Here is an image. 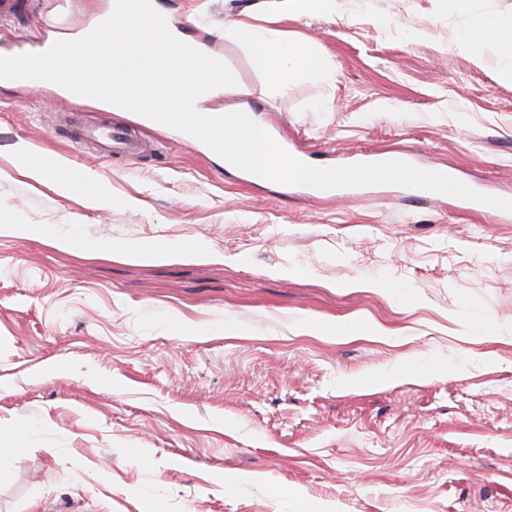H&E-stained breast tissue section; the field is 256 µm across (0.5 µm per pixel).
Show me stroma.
Segmentation results:
<instances>
[{
  "label": "stroma",
  "mask_w": 512,
  "mask_h": 512,
  "mask_svg": "<svg viewBox=\"0 0 512 512\" xmlns=\"http://www.w3.org/2000/svg\"><path fill=\"white\" fill-rule=\"evenodd\" d=\"M163 2L314 163L392 149L512 193V66L459 42L512 0ZM28 3L0 20V51L83 31L111 0ZM238 21L333 76L279 90L225 37ZM108 117L0 83V425L29 427L0 448V512H512V221L245 185L163 132L112 159L72 138ZM26 150L66 165L71 193L25 175ZM149 240L171 256L126 253Z\"/></svg>",
  "instance_id": "35a3bbf8"
}]
</instances>
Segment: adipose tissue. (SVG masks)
Returning a JSON list of instances; mask_svg holds the SVG:
<instances>
[{"mask_svg":"<svg viewBox=\"0 0 512 512\" xmlns=\"http://www.w3.org/2000/svg\"><path fill=\"white\" fill-rule=\"evenodd\" d=\"M159 34L156 45H146V31ZM237 33L245 39L257 67L279 87L287 89L288 79L305 73L320 79L330 78L332 62L304 46L289 45L287 40L267 35L248 25ZM84 43L93 51L112 58V69L120 76H136L139 84L129 90L122 109L133 112L144 96H151L154 108L176 100L188 118L201 113H216L215 99L244 95L233 72L216 63L206 44L194 41L176 23L161 0H150L144 16L125 13L122 0H114L109 13L84 32ZM268 127L259 120L225 129L224 143L237 158L254 167L261 181H282L298 176L299 171L287 156L277 155L269 142Z\"/></svg>","mask_w":512,"mask_h":512,"instance_id":"ef3b65f1","label":"adipose tissue"}]
</instances>
